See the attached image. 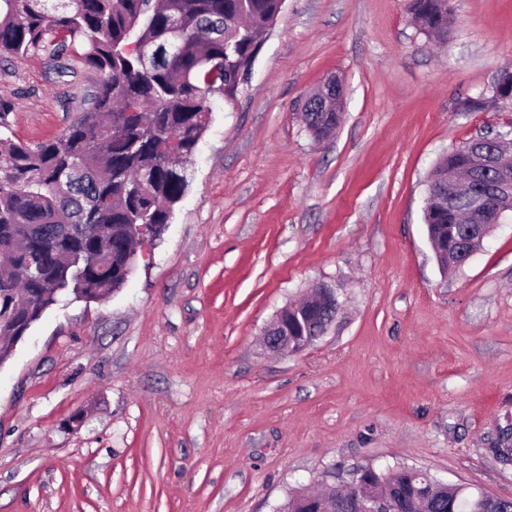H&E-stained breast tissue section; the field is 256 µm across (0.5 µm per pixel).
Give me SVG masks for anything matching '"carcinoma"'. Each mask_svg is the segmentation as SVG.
<instances>
[{
    "label": "carcinoma",
    "instance_id": "1",
    "mask_svg": "<svg viewBox=\"0 0 512 512\" xmlns=\"http://www.w3.org/2000/svg\"><path fill=\"white\" fill-rule=\"evenodd\" d=\"M283 0H0V55L45 52L57 68L76 57L97 76L92 106L60 135L34 146L0 138V344L21 314L28 325L62 298L98 300L119 290L131 267L132 225L157 240L188 186L185 163L208 127L209 97L230 101L246 81L261 37ZM428 37L453 25L450 0H409ZM83 38L82 50L76 40ZM300 119L316 141L335 133L342 109L304 103ZM454 148L436 166L488 188L493 171L473 174L470 153L486 139ZM465 190L453 206L428 194L427 232L465 249ZM338 305L288 306L294 352L322 336ZM351 485L334 484L311 499L291 491L274 512H512V501L476 499L408 466L359 468Z\"/></svg>",
    "mask_w": 512,
    "mask_h": 512
}]
</instances>
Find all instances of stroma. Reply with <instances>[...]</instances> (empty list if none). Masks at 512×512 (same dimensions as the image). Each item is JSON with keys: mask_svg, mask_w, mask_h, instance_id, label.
I'll list each match as a JSON object with an SVG mask.
<instances>
[{"mask_svg": "<svg viewBox=\"0 0 512 512\" xmlns=\"http://www.w3.org/2000/svg\"><path fill=\"white\" fill-rule=\"evenodd\" d=\"M451 5L438 44L408 0H284L125 285L50 307L0 366V512H273L325 472L397 464L512 498V218L448 276L424 224L440 158L512 133V99L464 106L512 62V0ZM71 66L0 57L9 135L88 107ZM332 78L343 121L316 141L300 112ZM320 284L328 331L266 351ZM283 314V309L276 316V320L265 331L264 345L267 349L283 355L291 354L290 341L288 334L283 332V320L280 319Z\"/></svg>", "mask_w": 512, "mask_h": 512, "instance_id": "35a3bbf8", "label": "stroma"}]
</instances>
